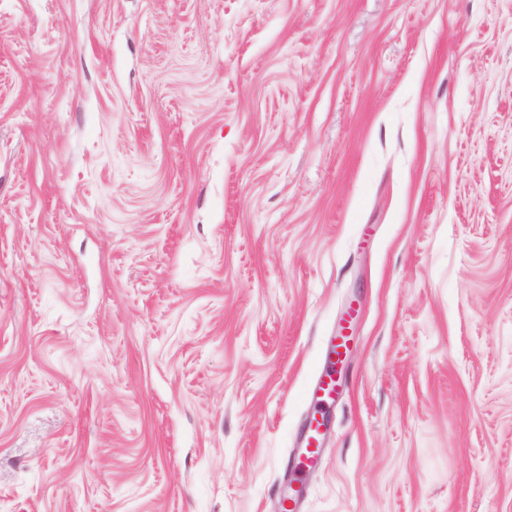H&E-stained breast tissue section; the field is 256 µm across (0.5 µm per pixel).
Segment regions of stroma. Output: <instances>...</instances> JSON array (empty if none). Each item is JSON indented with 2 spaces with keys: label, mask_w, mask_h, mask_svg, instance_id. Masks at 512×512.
Wrapping results in <instances>:
<instances>
[{
  "label": "stroma",
  "mask_w": 512,
  "mask_h": 512,
  "mask_svg": "<svg viewBox=\"0 0 512 512\" xmlns=\"http://www.w3.org/2000/svg\"><path fill=\"white\" fill-rule=\"evenodd\" d=\"M512 512V0H0V512ZM330 354L332 356L313 386V396H316L318 402L323 405H327L330 400L336 397V373L334 372V368L336 366V356L339 357L341 353L336 350V345H332ZM319 425L312 423L302 435L299 448L294 455V471L302 473L317 462L320 454Z\"/></svg>",
  "instance_id": "1"
}]
</instances>
